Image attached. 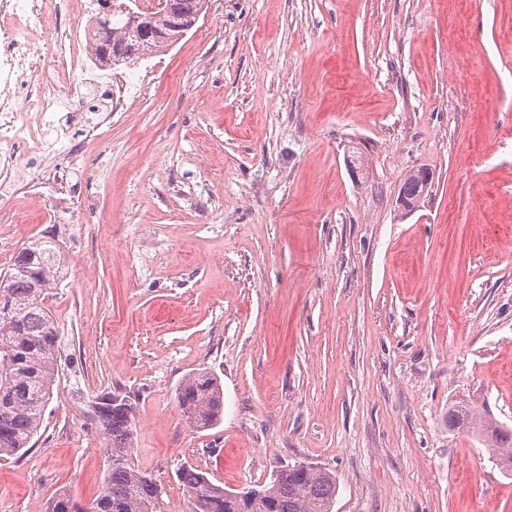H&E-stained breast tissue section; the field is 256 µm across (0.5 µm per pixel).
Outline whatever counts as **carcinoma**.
<instances>
[{
    "label": "carcinoma",
    "mask_w": 512,
    "mask_h": 512,
    "mask_svg": "<svg viewBox=\"0 0 512 512\" xmlns=\"http://www.w3.org/2000/svg\"><path fill=\"white\" fill-rule=\"evenodd\" d=\"M129 8L114 4L107 24L94 18L91 33L98 60L106 66L127 63L166 49L185 32L168 27V15L155 11L154 27L166 38L138 39L128 28ZM122 53V59L105 58L106 44ZM401 194L413 208L425 195L416 176H405ZM65 251L54 235L32 238L18 251L6 273L0 274V459L31 447L44 422L59 373L60 328L46 305L52 290L63 279ZM177 402L184 419L197 429L216 425L224 406L217 377L199 371L183 379ZM89 415L106 441L110 459L103 490L86 507L67 495H58L48 512H160L159 488L152 478L135 470L128 458L133 435L132 404L126 397L105 393L90 404ZM453 428H472L484 437L486 447L512 475V429L476 424L470 408L456 405L448 410ZM179 479L188 493L189 512H239L234 492L213 482L205 472L188 466ZM250 512H331L336 497V476L312 465H293L279 470L261 489H250Z\"/></svg>",
    "instance_id": "carcinoma-1"
}]
</instances>
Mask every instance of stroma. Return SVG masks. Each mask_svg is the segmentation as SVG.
Listing matches in <instances>:
<instances>
[{"mask_svg":"<svg viewBox=\"0 0 512 512\" xmlns=\"http://www.w3.org/2000/svg\"><path fill=\"white\" fill-rule=\"evenodd\" d=\"M124 72L89 87L118 99L111 125H63L84 221L28 198L19 230L0 200V272L46 231L68 264L53 398L0 460V512L98 496L106 390L161 512H187L184 466L241 491L295 464L335 475L332 512H512V476L448 427L463 402L512 428V0H208ZM200 370L224 393L207 430L176 402ZM401 194V197L404 196L407 203L412 206L413 209L419 207V203L422 201L424 195L426 194L423 190V187L419 186L417 183L416 176L412 174V171L408 173L403 180L401 186ZM399 206L406 212L414 211L413 209L407 208L402 199L399 200Z\"/></svg>","mask_w":512,"mask_h":512,"instance_id":"stroma-1","label":"stroma"}]
</instances>
